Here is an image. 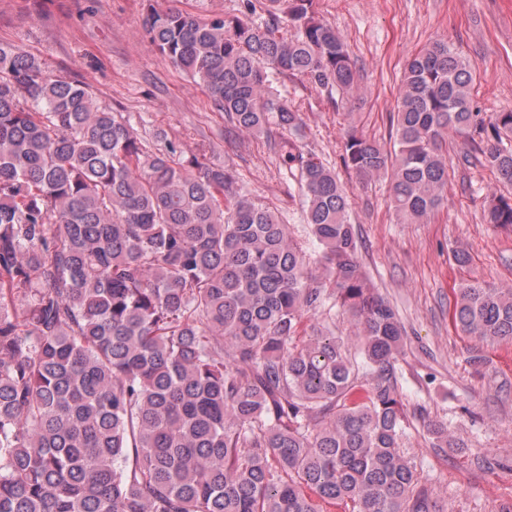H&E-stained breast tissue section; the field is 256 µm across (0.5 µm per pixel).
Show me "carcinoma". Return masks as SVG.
I'll return each instance as SVG.
<instances>
[{
  "label": "carcinoma",
  "instance_id": "obj_1",
  "mask_svg": "<svg viewBox=\"0 0 512 512\" xmlns=\"http://www.w3.org/2000/svg\"><path fill=\"white\" fill-rule=\"evenodd\" d=\"M145 33L245 136L300 128L275 78L358 88L317 0L207 18L151 6ZM472 80L436 40L405 65L393 149L344 143L345 169L389 181L399 223L441 204L451 134L486 143L478 162L512 185V109L479 111ZM155 138L0 41V512H448L402 448L403 328L335 172L288 143L313 266L230 171ZM485 214L511 228L512 197L489 193ZM336 306L352 337L305 335ZM453 318L511 341L512 287L461 285ZM427 433L439 453L466 447L445 422Z\"/></svg>",
  "mask_w": 512,
  "mask_h": 512
}]
</instances>
